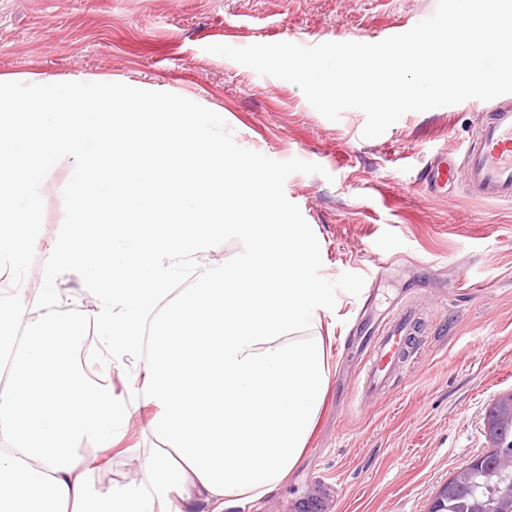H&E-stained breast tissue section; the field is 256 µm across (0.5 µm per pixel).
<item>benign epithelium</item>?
Here are the masks:
<instances>
[{"label": "benign epithelium", "mask_w": 512, "mask_h": 512, "mask_svg": "<svg viewBox=\"0 0 512 512\" xmlns=\"http://www.w3.org/2000/svg\"><path fill=\"white\" fill-rule=\"evenodd\" d=\"M512 428V392L500 396L494 403L492 413L484 418V433L491 447L497 449V468L482 472L481 459L461 466L454 474V483L467 484L479 473L485 476L489 493V506L481 512H512V441L505 432Z\"/></svg>", "instance_id": "obj_1"}]
</instances>
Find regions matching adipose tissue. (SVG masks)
<instances>
[{
    "mask_svg": "<svg viewBox=\"0 0 512 512\" xmlns=\"http://www.w3.org/2000/svg\"><path fill=\"white\" fill-rule=\"evenodd\" d=\"M197 107L96 76H0V223L21 230L52 165L75 159V233L90 249L61 262L96 278L112 313L102 371L142 363L122 396L86 378L57 339L75 314L0 317V512H236L284 482L314 432L330 362L320 291L302 270L315 255L303 225L276 210L271 184L225 159ZM251 228L249 260L202 268L216 221ZM145 240L114 256L115 240ZM193 271L191 287L174 278ZM162 446L137 479L91 493L88 474L142 405Z\"/></svg>",
    "mask_w": 512,
    "mask_h": 512,
    "instance_id": "1",
    "label": "adipose tissue"
}]
</instances>
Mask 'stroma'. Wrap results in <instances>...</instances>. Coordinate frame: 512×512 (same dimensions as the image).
Returning a JSON list of instances; mask_svg holds the SVG:
<instances>
[{
  "label": "stroma",
  "instance_id": "stroma-1",
  "mask_svg": "<svg viewBox=\"0 0 512 512\" xmlns=\"http://www.w3.org/2000/svg\"><path fill=\"white\" fill-rule=\"evenodd\" d=\"M437 0H0V76L111 77L172 100L203 123L223 120L224 155L269 175L275 206L305 225L316 258L304 272L324 297L331 373L300 462L243 512H428L434 492L483 456L487 409L512 391V206L454 188L425 193L430 155L463 154L488 107L471 98L409 112L382 135L365 114L315 110L295 84L258 74L207 45L377 43L433 14ZM70 164L41 192L37 229L0 243V303L36 323L90 303L89 272L61 269L70 224ZM420 316L413 350L383 391L363 395L364 313ZM143 409L92 493L134 475L159 442Z\"/></svg>",
  "mask_w": 512,
  "mask_h": 512
}]
</instances>
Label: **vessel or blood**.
I'll use <instances>...</instances> for the list:
<instances>
[{
  "instance_id": "obj_1",
  "label": "vessel or blood",
  "mask_w": 512,
  "mask_h": 512,
  "mask_svg": "<svg viewBox=\"0 0 512 512\" xmlns=\"http://www.w3.org/2000/svg\"><path fill=\"white\" fill-rule=\"evenodd\" d=\"M465 181L474 198L512 203V94L496 98L485 117L475 126L463 158L441 151L423 167L422 184L433 195L446 193ZM417 317L405 308L378 329V336L364 366L363 386L373 392L385 386L404 361Z\"/></svg>"
}]
</instances>
